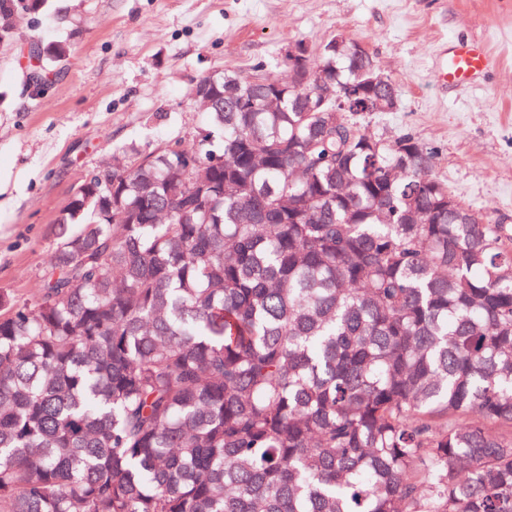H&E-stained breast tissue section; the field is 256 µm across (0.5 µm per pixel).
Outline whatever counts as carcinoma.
Returning a JSON list of instances; mask_svg holds the SVG:
<instances>
[{
    "mask_svg": "<svg viewBox=\"0 0 512 512\" xmlns=\"http://www.w3.org/2000/svg\"><path fill=\"white\" fill-rule=\"evenodd\" d=\"M46 0H0V44ZM50 65L62 41L41 45ZM275 74L86 180L0 294V512H512V227Z\"/></svg>",
    "mask_w": 512,
    "mask_h": 512,
    "instance_id": "carcinoma-1",
    "label": "carcinoma"
}]
</instances>
